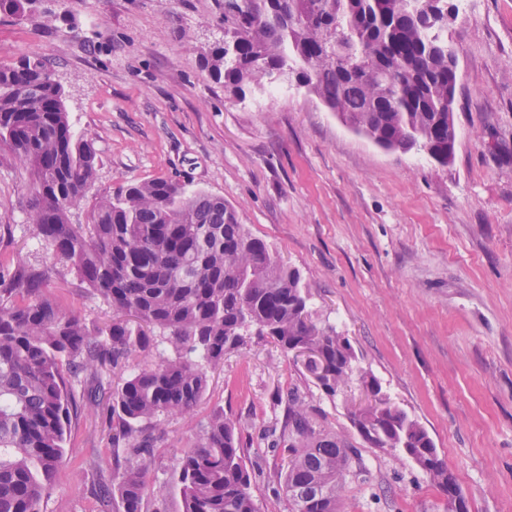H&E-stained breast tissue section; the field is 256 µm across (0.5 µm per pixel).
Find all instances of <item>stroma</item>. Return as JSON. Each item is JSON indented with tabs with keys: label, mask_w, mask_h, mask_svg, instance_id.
Returning a JSON list of instances; mask_svg holds the SVG:
<instances>
[{
	"label": "stroma",
	"mask_w": 512,
	"mask_h": 512,
	"mask_svg": "<svg viewBox=\"0 0 512 512\" xmlns=\"http://www.w3.org/2000/svg\"><path fill=\"white\" fill-rule=\"evenodd\" d=\"M223 40L224 0H37L25 15L0 14V64L42 60L74 131L93 143L96 178L70 223L156 178L224 198L299 271L311 320L347 336L359 367L427 429L468 512H512V0H470L469 16L448 27L459 137L445 167L379 148L290 77L277 100L263 86L228 97L203 63ZM32 186L0 146V262L43 272L45 292L95 327L112 310L36 235ZM292 389L361 450L368 478L347 480L340 512H448L422 470L352 426L358 382L328 397L291 356L255 339L225 355L194 411L159 419L149 512H182L178 460L217 408L241 425L260 512H290L273 493L287 459L271 442ZM106 414L79 404L72 463L43 512H117L92 494L112 480Z\"/></svg>",
	"instance_id": "35a3bbf8"
}]
</instances>
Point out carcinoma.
I'll return each mask as SVG.
<instances>
[{"instance_id": "carcinoma-1", "label": "carcinoma", "mask_w": 512, "mask_h": 512, "mask_svg": "<svg viewBox=\"0 0 512 512\" xmlns=\"http://www.w3.org/2000/svg\"><path fill=\"white\" fill-rule=\"evenodd\" d=\"M235 16L234 44L204 63L235 98L263 79L286 75L309 85L330 110L391 151H424L448 164V87L458 62L443 33L448 0H253ZM32 172L27 202L36 235L69 262L78 279L112 306V320L90 331L58 299L42 292V274L18 267L0 277V512H42L66 462L78 403L68 378L122 368L166 337L172 357L132 369L108 393L112 486L103 500L121 512H147L154 429L161 417L195 410L209 372L255 336L284 351L304 345L307 365L329 397L357 371L348 338L308 318L299 271L239 222L224 199L163 178L131 183L99 201L87 224L69 222L96 170L91 141L69 124L63 90L39 59L0 64V145ZM70 377H65V373ZM369 404L350 419L372 448L413 461L443 494L458 487L428 431L363 372ZM288 453L280 474L290 512H339L358 449L288 393ZM182 512H258L237 421L214 410L176 469Z\"/></svg>"}]
</instances>
